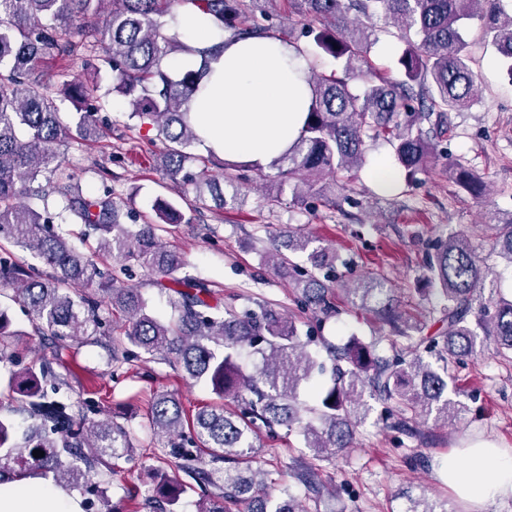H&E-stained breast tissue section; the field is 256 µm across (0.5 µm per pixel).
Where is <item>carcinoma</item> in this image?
<instances>
[{
	"label": "carcinoma",
	"instance_id": "carcinoma-1",
	"mask_svg": "<svg viewBox=\"0 0 512 512\" xmlns=\"http://www.w3.org/2000/svg\"><path fill=\"white\" fill-rule=\"evenodd\" d=\"M270 2L0 0V238L33 250L44 265L25 268L12 254H0V295L26 308L32 326L57 350L68 341H88L119 314L124 318L119 336L104 344L110 364L118 367L128 360L129 343L151 359L176 362L220 400L236 403L233 411L220 403L190 417L167 391L154 392L148 401L146 418L160 455L174 457L178 471L212 488L196 505L197 512H233L241 502L248 503L249 512H308L303 496L324 492L320 462L353 447L355 428L365 415L364 395L387 405L393 429L412 435L419 418L434 412L446 424L454 415V404L445 396L448 358L461 362L471 357L480 335L497 354L512 353V299L500 294L481 256L484 251L487 257L501 254L512 264V217H490L478 242L458 233L440 237L423 257L429 292L443 301L437 322L446 327L436 336H424L408 324L393 305L384 278L338 281L331 276L332 250L311 248L313 240L291 229L271 237L264 262L276 274L294 278L305 306L327 317L337 314L331 298L335 288L351 301L360 299L363 307L372 298L378 319L393 333L390 356L377 343L355 337L341 347L323 344L332 362L331 380L318 383L314 375L325 366L300 339L292 318L260 304L240 312L215 297L206 283L171 277L184 260L162 242L161 233L182 221L179 209L159 199L151 218L122 206L107 184L94 197L84 195L58 147L69 140L101 139L112 131L110 126L102 129L97 119L112 91L129 100L126 129L144 124L156 129L162 143L159 167L195 192L194 200H185L188 209L211 201L222 211L226 191L235 198L253 178L266 179L262 167L213 154L195 157V168H186L192 158L188 148L198 140L189 120L192 97L208 74V58L224 43L196 50L202 65L178 79L170 76L166 61L184 51L170 28L179 7L188 4L217 30L243 39L269 36V12L262 4ZM477 11L483 39L512 75V12L505 11L503 0H288V14L303 18L301 34L309 39L314 59L343 63L344 76L319 73L312 65V107L299 139L272 164L278 176L311 190L329 173L331 189L318 195H334L361 165L366 141L381 136L391 142L408 183L436 163V135L447 128L448 113L478 100L462 27ZM376 16L401 25L406 45L398 59L401 79L376 74L378 83L354 94L348 79L369 68ZM50 58L78 59L93 78L77 83L66 72L49 74L42 62ZM103 73L113 76L110 90L101 86ZM62 97L76 103L69 125L60 120ZM448 180L473 196L485 192L483 178L456 161L448 162ZM53 224L82 225L84 240L95 238V253L115 258L121 272L136 265L161 276L156 284L168 296L173 319L159 320L141 289L100 267ZM309 248L312 269L302 274L292 256ZM487 287L488 299L476 320L478 334L467 318ZM8 326L7 310L1 307V368L13 364L14 343L8 336L17 332ZM420 347L443 362V373L417 355ZM245 348L261 360L251 373L240 363ZM40 377L54 385L64 382L49 360L10 374L11 382L25 387L31 423L17 433L0 417V482L51 472L56 483L80 489L92 465L109 470L113 461L135 457L137 446L124 425L78 417L70 406L46 399ZM303 385L313 388L318 407L302 405ZM280 427L299 431L311 461L299 464L291 473L293 482H283L274 496L266 492V472L253 467V461L257 434L263 431L273 439ZM35 450L44 456H33ZM185 487L179 475L165 473L146 501L157 495L168 505L162 512H177Z\"/></svg>",
	"mask_w": 512,
	"mask_h": 512
}]
</instances>
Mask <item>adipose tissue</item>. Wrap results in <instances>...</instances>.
Listing matches in <instances>:
<instances>
[{"label": "adipose tissue", "mask_w": 512, "mask_h": 512, "mask_svg": "<svg viewBox=\"0 0 512 512\" xmlns=\"http://www.w3.org/2000/svg\"><path fill=\"white\" fill-rule=\"evenodd\" d=\"M188 50L169 61L172 77L197 68L195 50L216 43L209 19L185 11L173 26ZM210 82L191 103L198 145L227 159L244 158L266 167L299 137L311 93L305 81L309 58L270 37L226 43L209 63ZM449 488L473 512L487 501L512 496V451L477 446L449 453L440 464ZM26 475L0 484V512H82L77 496L51 483L32 492Z\"/></svg>", "instance_id": "ef3b65f1"}]
</instances>
